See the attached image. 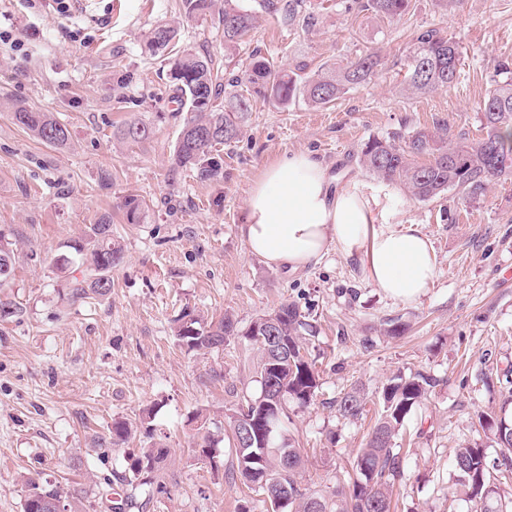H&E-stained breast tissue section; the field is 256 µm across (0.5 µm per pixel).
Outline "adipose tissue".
Wrapping results in <instances>:
<instances>
[{
    "label": "adipose tissue",
    "mask_w": 512,
    "mask_h": 512,
    "mask_svg": "<svg viewBox=\"0 0 512 512\" xmlns=\"http://www.w3.org/2000/svg\"><path fill=\"white\" fill-rule=\"evenodd\" d=\"M243 235L248 252L273 268L294 271L333 250L357 259L371 283L409 305L436 274L433 247L416 225L387 223L380 196L338 183L306 151L288 153L253 184Z\"/></svg>",
    "instance_id": "adipose-tissue-1"
}]
</instances>
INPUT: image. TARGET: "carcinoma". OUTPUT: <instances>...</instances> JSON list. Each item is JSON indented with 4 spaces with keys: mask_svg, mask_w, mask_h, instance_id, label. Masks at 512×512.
<instances>
[{
    "mask_svg": "<svg viewBox=\"0 0 512 512\" xmlns=\"http://www.w3.org/2000/svg\"><path fill=\"white\" fill-rule=\"evenodd\" d=\"M358 8L380 18L401 19L410 13L412 0H357ZM181 0L185 15L195 18L217 16L224 31V47L231 48L244 41L257 28V15L237 0ZM178 29L171 23L154 25L147 33L148 48L166 50L176 40ZM379 59L366 54L344 66L322 68L310 76H292L279 71L269 59L252 55L245 79L233 78L224 88V105L216 104L220 83L210 57L185 48L170 66V79L180 106L187 116L173 148L171 175L191 172L202 181L214 180L223 174V159L217 148L240 138L247 123L255 97L274 99L282 105L302 98L316 106H329L372 80ZM459 43L438 27H426L413 33L407 57L405 82L416 93H429L453 85L460 72ZM243 91H238V87ZM15 122L42 143L64 149L71 133L52 113L42 112L21 101L9 103ZM482 134L477 138L454 140L448 129H420L405 142L394 137H372L361 147L358 162L373 178L402 187L405 194L419 202L432 201L448 192L468 198L484 195L489 186L512 178V80L496 82L480 104ZM152 128L143 121L127 123L116 133L122 142L139 143L151 138ZM125 218L138 224L145 217L147 203L137 194L122 200ZM74 256L62 254L56 261L65 273L76 264L82 277L70 281V294L75 300L104 298L112 293V267L123 258L121 246L112 240V216L104 212L87 226L84 235L66 245ZM15 270L13 243L0 231V288L12 278ZM268 325L274 335L286 337L288 347L278 360L271 376L276 379L280 398L276 403L281 418L288 414V401L300 407L314 404L318 392L319 373L309 361L303 336L312 325L298 305L284 303L271 313L253 320L246 330L237 328V321L226 314L217 321L205 323L196 316L183 321L175 336L190 351L208 353L218 350L232 336H244L257 350L258 383L268 373L266 344L255 339V329ZM432 379L422 373L397 375L382 389V409L366 446L359 449L353 463L355 478L348 485L337 486L332 496L301 489L297 475L303 463L302 449L291 438L284 448L247 443L240 429L247 420L259 421L262 427L260 395L247 396L229 416L227 440L235 450L236 468L240 476L252 484V490L267 495L270 506L275 498L286 503L277 512H309L316 505L319 512H390L391 496L396 481L404 476L405 457L396 448L395 437L411 413L425 399ZM336 412L344 419L359 418L365 410V397L357 387L349 389L333 401ZM501 414L487 415L481 426L490 440L500 448V455L491 458L483 444L467 442L455 450L454 469L466 495L477 501L479 512H512L502 502L493 475L512 473V420ZM131 426L125 421L112 425L101 445L112 447L127 440ZM167 453L165 448H129L125 451L124 479L138 487L153 485L150 474ZM24 512H31L30 503L46 504L64 496L67 512H83V502L76 494H68L49 482L25 479Z\"/></svg>",
    "mask_w": 512,
    "mask_h": 512,
    "instance_id": "obj_1",
    "label": "carcinoma"
}]
</instances>
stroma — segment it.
<instances>
[{"instance_id":"1","label":"stroma","mask_w":512,"mask_h":512,"mask_svg":"<svg viewBox=\"0 0 512 512\" xmlns=\"http://www.w3.org/2000/svg\"><path fill=\"white\" fill-rule=\"evenodd\" d=\"M259 25L235 51L216 19L184 16L180 0H53L38 11L0 0V231L13 244L15 270L0 300L18 314L0 324V512H23L22 475L83 494L86 512H110L128 493L124 449L99 447L113 423L136 425L133 448H164L160 493L140 495L134 512H266L261 495L230 476L235 455L211 470L194 451L219 433L241 399L256 394L250 343L230 338L208 354L187 352L175 328L184 313L205 320L231 313L241 330L280 303H296L313 326L306 346L320 389L309 407L289 406L285 427L304 456L303 487L327 495L347 483L395 375L433 378L397 442L405 475L393 488L395 512H475L456 483L454 450L483 441L481 414L497 408L496 376L512 366V180L475 199L451 193L430 203L374 180L358 164L373 136L409 137L447 126L454 137L481 133L479 104L499 63L512 64V0H414L399 21L358 11L353 0H303L312 25L271 12L267 0H239ZM177 22L176 49L211 57L225 76L243 75L253 51L294 74L333 67L367 52L379 74L330 107L254 102L245 132L225 146L224 172L202 181L170 180L173 146L185 118L173 98L168 55L144 46L155 24ZM435 26L459 41L460 77L448 89L410 94L403 85L414 31ZM18 100L53 113L72 140L58 150L16 125ZM139 119L153 128L141 143L112 133ZM307 151L340 180L385 197L391 224H414L434 247L436 278L407 305L384 295L357 261L333 251L295 272L268 267L247 251L242 226L250 186L292 151ZM111 186L100 189V175ZM145 199L143 222L124 220L126 194ZM123 248L112 292L71 300L56 258L102 213ZM407 324L385 336L388 322ZM366 397L361 419L341 418L336 398Z\"/></svg>"}]
</instances>
